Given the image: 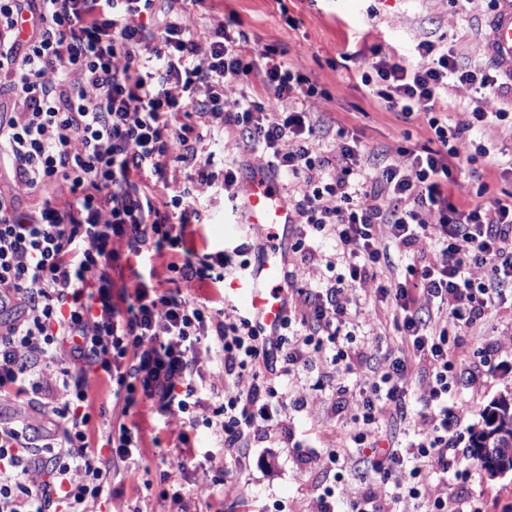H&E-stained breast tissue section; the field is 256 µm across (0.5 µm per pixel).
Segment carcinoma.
I'll return each mask as SVG.
<instances>
[{"instance_id": "carcinoma-1", "label": "carcinoma", "mask_w": 512, "mask_h": 512, "mask_svg": "<svg viewBox=\"0 0 512 512\" xmlns=\"http://www.w3.org/2000/svg\"><path fill=\"white\" fill-rule=\"evenodd\" d=\"M469 453L493 478L512 474V393L486 408L483 426L470 435Z\"/></svg>"}]
</instances>
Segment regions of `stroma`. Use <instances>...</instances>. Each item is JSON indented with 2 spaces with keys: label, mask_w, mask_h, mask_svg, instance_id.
Wrapping results in <instances>:
<instances>
[{
  "label": "stroma",
  "mask_w": 512,
  "mask_h": 512,
  "mask_svg": "<svg viewBox=\"0 0 512 512\" xmlns=\"http://www.w3.org/2000/svg\"><path fill=\"white\" fill-rule=\"evenodd\" d=\"M187 12L192 32L204 33L223 27L228 14H237L249 46L274 45L284 50L290 66L309 74L326 93L304 100L307 111L332 123H340L365 144L387 146L391 161L402 164L400 147L424 144L428 135L417 124L400 120L396 111L377 103L354 79V71L371 57L372 47H382L404 62H412L413 45L426 35L453 44L467 60L488 62L484 45L486 22L493 12L490 0H189ZM299 19L289 28L284 18ZM236 186L217 189L200 183L199 202L208 210V223L197 225L192 236L197 258L243 244L248 258H255L270 244L267 228L247 223L242 212L231 209ZM124 265V283L132 285L137 275L151 276L163 290L171 289L167 266L177 258L165 250L159 254L135 256L122 242L112 245ZM316 373L302 376L312 392L302 410L288 412V447H281L279 434L255 441L242 465L224 460L204 429H186L180 419L156 420L148 403H140L130 417L138 428L140 455L135 463L111 469L109 495L99 505L101 512H271L273 505H285L288 512H307L315 485L324 482L319 468L301 464L300 455L335 447L341 420L331 390H314ZM91 428L101 431L122 419V404L113 398L104 379L91 380ZM512 390V356L502 359L493 377L477 391L458 386L453 397L472 402L463 428L481 427L484 408L500 393ZM188 433L199 452L182 482L184 500L174 503L163 498L168 490L163 474L177 452L178 436ZM226 471L242 490L240 498H207L199 484L203 476ZM449 496L464 495L482 512H512V476L490 478L476 468L466 485L448 482Z\"/></svg>",
  "instance_id": "1"
}]
</instances>
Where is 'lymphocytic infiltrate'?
Masks as SVG:
<instances>
[{"label":"lymphocytic infiltrate","instance_id":"lymphocytic-infiltrate-1","mask_svg":"<svg viewBox=\"0 0 512 512\" xmlns=\"http://www.w3.org/2000/svg\"><path fill=\"white\" fill-rule=\"evenodd\" d=\"M184 0H0V169L43 194L23 205L0 187V512H97L109 464L132 460L138 436L126 425L90 432V379L105 375L130 412L148 400L161 418L180 415L204 427L226 455L244 458L252 437L284 428L303 391L299 373L332 381L344 411L343 447L326 451L331 484L310 512H464V497L424 495V479L453 472L467 482L455 449L468 402L450 403L459 382L479 387L512 338L453 353L462 337L482 335L512 298V194L460 205L450 190L460 164L512 173L471 136L512 124L494 99L512 95L497 68L466 63L454 46L421 40L405 64L374 50L359 75L369 94L431 133L405 149L404 164L384 148L366 150L345 126L294 107L322 89L290 67L277 47L256 50L236 21L198 40ZM261 91L249 90L254 69ZM54 81H43L46 71ZM471 92V123L450 124V87ZM241 87L228 101L224 90ZM221 118L214 127L213 118ZM232 134L287 177L295 221V270L286 274L293 307L275 354L249 315H224L183 294V286L223 281L231 259L197 265L185 229L206 215L198 182L236 183L237 165L213 169L211 146ZM185 173L169 176L171 165ZM437 216L428 224L424 213ZM335 242L321 286H302L319 237ZM121 240L136 255L182 250L168 270L175 290L137 281L114 300ZM409 257L404 274L396 260ZM375 282L402 350L371 326L360 294ZM371 330L370 342H358ZM220 361H213V353ZM258 380L249 393L240 378ZM356 374L358 390L340 384ZM423 426L401 443L410 401ZM348 494L336 495L337 483Z\"/></svg>","mask_w":512,"mask_h":512}]
</instances>
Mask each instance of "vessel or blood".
<instances>
[{"label":"vessel or blood","instance_id":"vessel-or-blood-1","mask_svg":"<svg viewBox=\"0 0 512 512\" xmlns=\"http://www.w3.org/2000/svg\"><path fill=\"white\" fill-rule=\"evenodd\" d=\"M486 51L498 67L512 75V0H508L488 21ZM239 194L246 202L249 223L271 228L294 220L287 198L275 184L261 175L241 181ZM285 270L279 252L260 254L246 281L238 283L236 294L262 330L268 344H275L276 332L284 314L282 282Z\"/></svg>","mask_w":512,"mask_h":512}]
</instances>
